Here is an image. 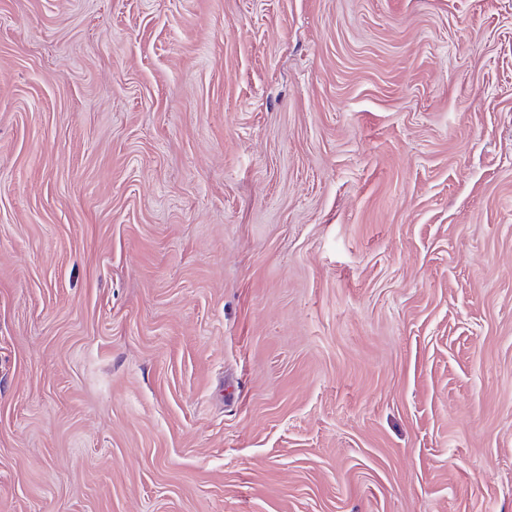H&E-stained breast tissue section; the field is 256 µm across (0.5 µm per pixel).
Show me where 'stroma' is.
Segmentation results:
<instances>
[{"instance_id":"1","label":"stroma","mask_w":512,"mask_h":512,"mask_svg":"<svg viewBox=\"0 0 512 512\" xmlns=\"http://www.w3.org/2000/svg\"><path fill=\"white\" fill-rule=\"evenodd\" d=\"M0 512H512V0H0Z\"/></svg>"}]
</instances>
